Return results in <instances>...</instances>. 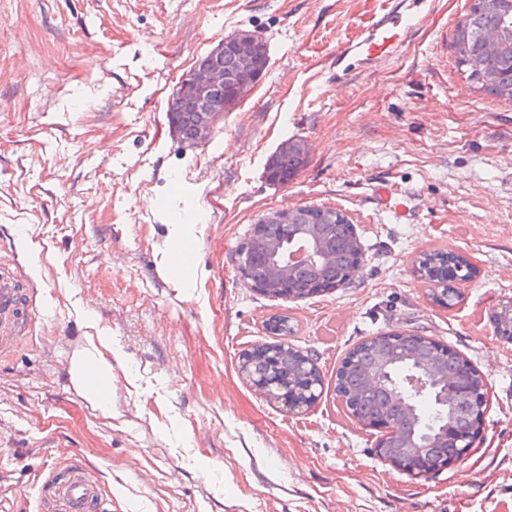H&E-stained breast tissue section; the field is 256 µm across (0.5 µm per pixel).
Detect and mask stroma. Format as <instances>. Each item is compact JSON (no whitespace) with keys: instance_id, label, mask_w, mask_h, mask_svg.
Instances as JSON below:
<instances>
[{"instance_id":"35a3bbf8","label":"stroma","mask_w":512,"mask_h":512,"mask_svg":"<svg viewBox=\"0 0 512 512\" xmlns=\"http://www.w3.org/2000/svg\"><path fill=\"white\" fill-rule=\"evenodd\" d=\"M381 0H0V254L36 294L0 360V512H43L50 473L84 461L108 512H512V102L479 91L451 45L470 0H414L420 20L387 57H334L367 35ZM250 30L270 64L210 140L166 115L179 78ZM307 163L269 180L282 142ZM343 210L357 276L296 302L249 288L238 252L276 209ZM194 226L174 253L175 216ZM449 252L475 270L449 308L416 268ZM287 316L321 398L289 412L239 372ZM425 337L483 380L480 440L413 478L378 457L335 390L372 336ZM112 361L107 409L72 367Z\"/></svg>"}]
</instances>
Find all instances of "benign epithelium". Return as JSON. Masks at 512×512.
<instances>
[{
    "label": "benign epithelium",
    "instance_id": "7a95c632",
    "mask_svg": "<svg viewBox=\"0 0 512 512\" xmlns=\"http://www.w3.org/2000/svg\"><path fill=\"white\" fill-rule=\"evenodd\" d=\"M233 50L238 57L237 69L224 70V51ZM264 49L260 39L248 30H239L229 36L208 53L196 58L189 72L179 84V95L187 111L194 116L195 143L209 140L214 121L233 103L243 101L264 76ZM300 257L316 262L327 259L319 247L312 244L300 245L292 250L274 253L273 262L276 271L283 272L296 263ZM496 334L500 337L512 331V300L498 304L494 311ZM314 362L307 357L297 364L295 379L287 381L271 380L261 375L251 359H241L240 372L251 385L265 398L278 400L286 404L291 411L307 405L310 397H320L317 393L319 383L312 371ZM425 373L444 390L458 399L469 398L471 388L470 374L465 371L448 375L440 371L438 365L429 362ZM439 438L449 443L458 452L456 460L462 461L474 446L469 436L456 433L453 426L441 431Z\"/></svg>",
    "mask_w": 512,
    "mask_h": 512
}]
</instances>
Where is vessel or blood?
<instances>
[{"label": "vessel or blood", "instance_id": "vessel-or-blood-1", "mask_svg": "<svg viewBox=\"0 0 512 512\" xmlns=\"http://www.w3.org/2000/svg\"><path fill=\"white\" fill-rule=\"evenodd\" d=\"M415 13L390 11L380 20L378 38L366 42L367 56L378 58L388 53L398 42L401 32L413 27ZM24 270L14 258L0 255V357L10 354L22 338V328L16 321L25 302L19 278ZM64 478H50L52 497L46 512H102L101 489L92 470L75 461L64 468Z\"/></svg>", "mask_w": 512, "mask_h": 512}]
</instances>
